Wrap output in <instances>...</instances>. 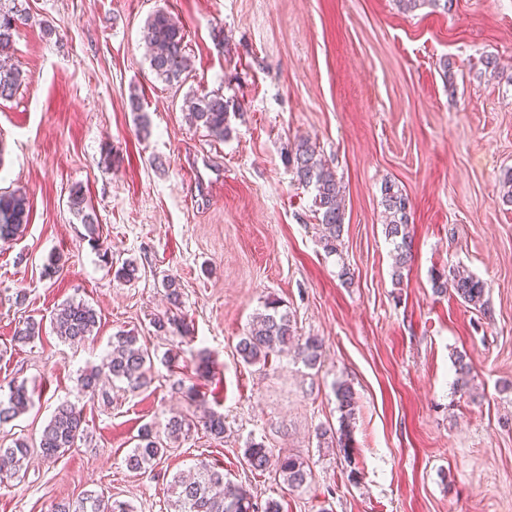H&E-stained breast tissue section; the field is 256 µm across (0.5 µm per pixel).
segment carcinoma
Listing matches in <instances>:
<instances>
[{"mask_svg":"<svg viewBox=\"0 0 512 512\" xmlns=\"http://www.w3.org/2000/svg\"><path fill=\"white\" fill-rule=\"evenodd\" d=\"M13 6L0 2V56L9 57L19 27L28 23L30 16L26 9L18 7L16 0H9ZM141 39L149 50V62L156 77L167 84H178L186 79L188 59L183 26L171 14L160 8L142 27ZM23 80L22 70L15 65H0V100L11 99ZM230 101L224 95H192L185 99L183 111L188 119L201 126L217 139L226 138ZM316 143L300 139L294 150L288 154V167L295 181L315 192L314 204L319 224L324 229L320 238L324 251L329 255L338 253L344 225V211L341 206L342 185L336 172L318 159ZM382 201L386 213V237L393 244V273L395 284L403 282L404 271L412 259V236L410 233L411 205L409 198L398 185L386 182L381 187ZM70 206L86 225L90 234H95V217L87 211L81 192L71 194ZM28 221L26 197L16 193H0V240L14 239L23 224ZM432 288L437 294H454L462 303L480 308L484 305L486 283L470 273L449 270L432 276ZM98 324L95 308L83 301H68L62 304L51 320L52 329L62 341L78 343L92 335ZM42 334V323L34 319L25 323L16 332L15 339L25 342ZM293 348L301 361L308 367L319 365L322 340L316 336L300 338L297 327L288 310L282 309L281 302L268 298L264 311L258 313L245 336L235 347L237 356L247 365L268 359L269 355L284 353ZM153 357L148 348L138 344L137 337L120 331L112 336L110 350L101 366L83 371L79 376L81 391L94 397L98 394L102 379L107 377L119 381L135 391L152 381ZM472 366L460 356L457 359L455 387L461 394H471ZM337 408L341 413L339 436L336 447L349 455L352 444L351 425L357 401L352 388L340 383L335 388ZM31 403V397L23 387L16 388L8 399H0V425L7 424L22 414ZM195 415L175 414L165 425L164 433L170 440H177L188 434L195 425ZM205 431L217 438L224 435V416L207 412L202 417ZM86 420L83 409L74 403H62L56 407L52 418L44 427L38 442L43 458L57 460L75 447L84 437ZM31 445L23 438L13 441L8 448H0V460L9 464L14 472L22 470L30 455ZM167 448L159 435L150 426L138 434V442L125 457L128 469L147 470L166 454ZM243 461L250 472L266 473L282 479L290 488H299L311 476L309 466L293 456H274L261 442H250L243 452ZM173 512H281L276 500L265 503L263 510L252 501L241 486L224 479V471L205 459L194 464L192 471L185 475L177 473L170 481ZM51 512H134V507L125 501L107 498L102 493L88 491L77 500L62 499L55 503Z\"/></svg>","mask_w":512,"mask_h":512,"instance_id":"obj_1","label":"carcinoma"}]
</instances>
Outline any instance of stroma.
I'll return each mask as SVG.
<instances>
[{
	"label": "stroma",
	"mask_w": 512,
	"mask_h": 512,
	"mask_svg": "<svg viewBox=\"0 0 512 512\" xmlns=\"http://www.w3.org/2000/svg\"><path fill=\"white\" fill-rule=\"evenodd\" d=\"M22 2L33 22L12 51L24 80L0 100V193H25L30 220L0 242V396L21 384L32 404L0 425V447L38 440L65 401L82 407L87 433L1 483L0 512H50L87 490L167 512L172 475L200 459L282 512H512V204L499 185L512 168V0L411 13L399 0ZM160 8L185 31L191 69L179 85L156 77L140 41ZM487 54L498 75L483 73ZM212 93L234 104L223 141L182 110L186 96ZM302 137L343 186L337 256L320 243L313 190L286 162ZM389 181L411 202L414 260L398 287ZM78 188L95 232L70 208ZM56 257L63 268L46 277ZM126 261L136 280L116 279ZM456 266L486 282L483 307L433 293L434 272ZM171 281L183 327L159 336L150 320L167 310ZM270 296L300 336L322 339L316 368L291 354L237 357ZM72 300L101 315L89 339L14 341L26 318L50 323ZM121 330L153 352L152 382L85 397L79 374ZM460 353L473 366L468 397L454 386ZM342 382L357 400L349 459L316 437L340 427ZM205 409L223 414V437L197 428L153 470L127 469L142 426ZM253 439L305 461L308 484L247 470Z\"/></svg>",
	"instance_id": "obj_1"
}]
</instances>
